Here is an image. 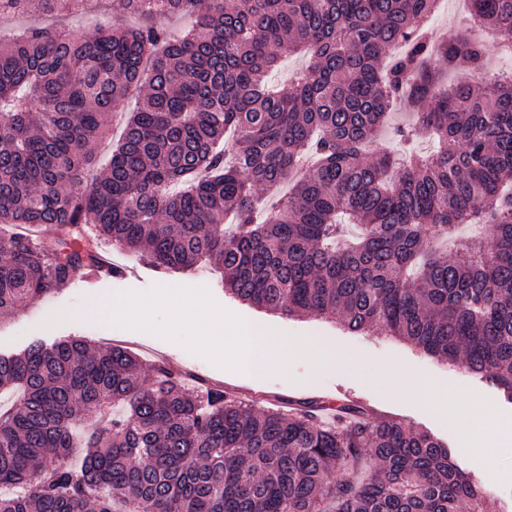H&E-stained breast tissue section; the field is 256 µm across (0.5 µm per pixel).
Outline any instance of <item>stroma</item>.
Masks as SVG:
<instances>
[{
  "label": "stroma",
  "instance_id": "1",
  "mask_svg": "<svg viewBox=\"0 0 512 512\" xmlns=\"http://www.w3.org/2000/svg\"><path fill=\"white\" fill-rule=\"evenodd\" d=\"M119 264L133 269L127 278L91 275L71 282L55 295L26 303L13 314L0 317V350H22L32 339L48 341L81 337L101 346L128 348L141 359H164L184 372L190 382L224 387L225 391L260 406L287 409L303 404L317 406L326 416L327 406L355 405L372 419L394 418L444 441L452 461L473 480L488 484V512H512V442L478 455L476 444L490 424H512V403L491 383L461 365H450L427 356L410 343L381 333L364 335L344 330L334 320L315 316H284L249 307L225 292L221 274L206 263L169 277L162 276L129 253L117 255ZM206 287L215 302L239 317L270 322L280 335L310 336L338 344L349 351L371 353L382 367L400 364L432 389L448 395L447 409L435 407L421 396L383 390L379 383L330 366L297 361L289 374L267 372L260 381L220 368L204 357L161 337L143 334L120 336L118 327L98 319L78 317L90 299H109L125 291H143L152 285Z\"/></svg>",
  "mask_w": 512,
  "mask_h": 512
}]
</instances>
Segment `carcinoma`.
Segmentation results:
<instances>
[{
	"instance_id": "obj_1",
	"label": "carcinoma",
	"mask_w": 512,
	"mask_h": 512,
	"mask_svg": "<svg viewBox=\"0 0 512 512\" xmlns=\"http://www.w3.org/2000/svg\"><path fill=\"white\" fill-rule=\"evenodd\" d=\"M437 2L119 0L139 23L1 42L0 315L100 268L101 238L165 275L207 262L255 308L398 336L512 402V72L439 91L486 52L426 32ZM470 2L512 49V0ZM35 5L83 0L0 16ZM176 14L196 20L173 39L155 19ZM286 53L308 65L275 91ZM396 101L407 152L372 155ZM117 117L101 169L91 144ZM419 133L435 153L408 151ZM6 388L0 512H460L486 495L424 431L346 404L331 423L257 410L121 346L0 353Z\"/></svg>"
}]
</instances>
